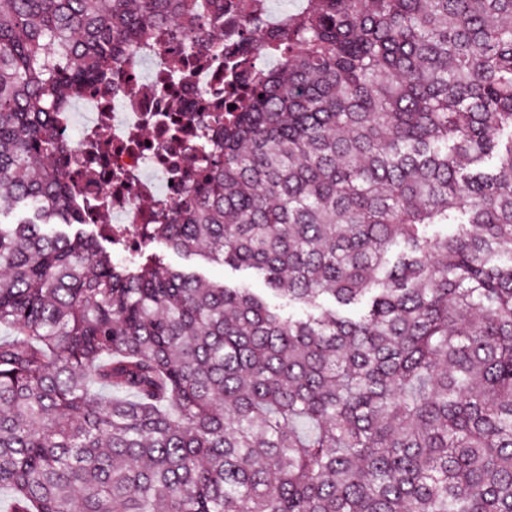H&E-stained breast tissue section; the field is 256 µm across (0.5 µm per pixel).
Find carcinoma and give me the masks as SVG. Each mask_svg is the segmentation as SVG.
<instances>
[{
  "label": "carcinoma",
  "instance_id": "cac0c4a2",
  "mask_svg": "<svg viewBox=\"0 0 512 512\" xmlns=\"http://www.w3.org/2000/svg\"><path fill=\"white\" fill-rule=\"evenodd\" d=\"M237 8L216 150L120 261L58 109L224 0L0 4V212L29 213L0 224L7 512H512V0ZM152 250L160 255L167 266L187 272H194L207 280L224 281V285L228 287L246 285L254 291L265 293L272 304L284 306L285 314L300 313L299 305H290L288 307V301L285 298L274 296L270 291L266 290L267 286L262 275L253 270H235L221 263L207 261L196 255L174 252L167 249L164 245L157 243L152 245Z\"/></svg>",
  "mask_w": 512,
  "mask_h": 512
}]
</instances>
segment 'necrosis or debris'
Listing matches in <instances>:
<instances>
[{
	"label": "necrosis or debris",
	"mask_w": 512,
	"mask_h": 512,
	"mask_svg": "<svg viewBox=\"0 0 512 512\" xmlns=\"http://www.w3.org/2000/svg\"><path fill=\"white\" fill-rule=\"evenodd\" d=\"M232 28L145 39L113 59L111 93L94 89L58 117L69 144L66 170L83 221L111 231L118 257L136 253L159 206L180 198L204 149L188 103L224 95V49Z\"/></svg>",
	"instance_id": "1"
}]
</instances>
